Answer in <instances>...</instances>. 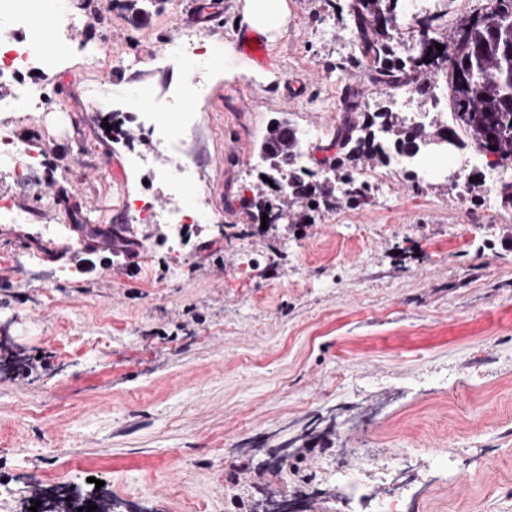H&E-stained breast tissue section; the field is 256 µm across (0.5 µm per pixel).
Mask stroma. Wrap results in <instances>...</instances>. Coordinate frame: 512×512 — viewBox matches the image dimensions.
<instances>
[{"mask_svg":"<svg viewBox=\"0 0 512 512\" xmlns=\"http://www.w3.org/2000/svg\"><path fill=\"white\" fill-rule=\"evenodd\" d=\"M87 21L69 51L34 70L42 112H0L39 157L26 178L0 164V512L33 488L121 501L123 512H227L224 469L267 483L307 512L349 495L351 512L400 497L404 512H512V207L458 188L425 154L419 190L396 173L358 204L294 202L285 220L225 240L261 181L257 148L285 117L328 128L303 163L325 178L347 90L382 97L350 30L345 0H288V27L257 63L235 49L239 0H69ZM189 40L202 55L168 58ZM203 83L191 121L168 113L181 150L160 151L135 116L104 124L140 87ZM141 153L151 166L131 169ZM187 161L209 220L173 238L142 224L127 197L155 167ZM84 224L127 225L137 264L91 246ZM63 228L60 236L44 228ZM336 439L403 463L380 474L332 448L303 452L311 483L261 469L319 416Z\"/></svg>","mask_w":512,"mask_h":512,"instance_id":"35a3bbf8","label":"stroma"}]
</instances>
